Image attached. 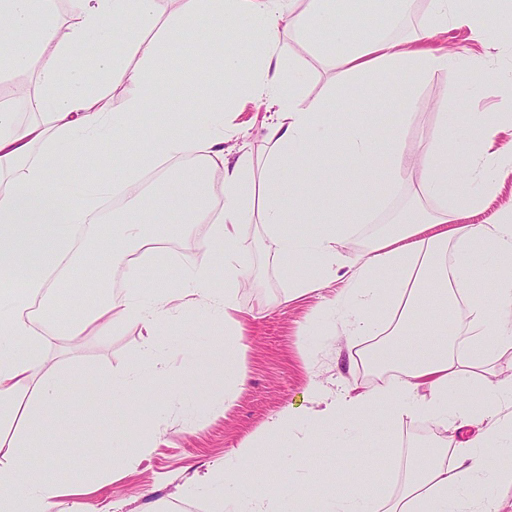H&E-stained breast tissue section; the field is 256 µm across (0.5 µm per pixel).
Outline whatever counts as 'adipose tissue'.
Returning <instances> with one entry per match:
<instances>
[{
	"mask_svg": "<svg viewBox=\"0 0 512 512\" xmlns=\"http://www.w3.org/2000/svg\"><path fill=\"white\" fill-rule=\"evenodd\" d=\"M296 0H177L164 22H157V0H71L72 22L60 31L50 17L52 0H0V25L32 30L37 45L12 48L0 63L21 72L36 68L34 91L27 105L39 121L22 123L0 102V512H53L58 498L75 497V512H85L81 498L100 488L88 471L75 473L67 484L46 473H25L24 450L31 441L62 435L47 416L67 375L47 353L50 337L70 340L108 336L123 325L140 327L147 372L113 379L116 394L145 395L150 370L156 369V326L172 312L194 307L219 313L225 325L235 324L237 288L245 276L238 262V230L259 214L267 247L286 263L305 262L306 276L297 278V293L327 287L336 273L346 286L328 304L343 321L348 335L372 336L376 342L363 360L397 371L392 381L326 402L316 422L315 438L332 433L343 439L345 425L377 405L391 409L394 422L430 416L449 429L474 428L464 441L437 439L412 449L397 492L384 487L352 490L320 503L317 512H504L503 498L473 497L474 484L493 480L512 484V467L490 473L487 451L512 439V379L482 389L471 375L489 364L494 352L512 348V209L492 224H459L460 214L479 209L496 193L498 175L512 171V149L495 148L499 134L512 131V99L504 98L500 120L482 125L479 153L461 156L445 150L447 113L437 115L435 135L420 148L422 197L436 201L434 213L404 225L397 233L375 237L362 257L336 248V229L303 234L305 196L297 188L278 185L287 170L302 168L312 145L345 151L370 161L386 153L391 165L386 179L400 183L404 162L396 140L380 142L367 124L352 121L337 130L323 101L304 99L292 65L279 53L282 34L295 30L316 37L317 47L342 46L340 66L358 84L388 89L397 72L417 77L447 69L455 53L429 46V38L448 26L469 27L488 41L501 0H429L425 23L415 34V47L380 35L365 47L353 45L349 28L336 11V0H308L297 11ZM206 29L214 55L212 68L198 69L194 82L207 104L189 121H175L170 132L145 129V112L157 108L167 84L172 53L169 31L194 36ZM250 34L256 44L251 63H243L233 44ZM96 41L95 80L75 65L86 42ZM132 86L122 107L108 111L100 87ZM262 100L269 113L266 138L271 151L262 170L251 153L236 159L224 154V115L240 100ZM140 140L136 156L122 152L125 141ZM108 143L113 147L110 183L88 185L70 178L78 157ZM176 170L179 194H167L166 206L180 214L179 225L153 224L143 216L112 227L111 248L125 259L126 286L112 291L104 268L84 254L75 229L91 231L101 219V201L113 188L136 182L143 173ZM276 183V190L255 196L256 181ZM68 186L69 201L59 205L58 183ZM223 195L220 218H212L213 199ZM259 207H252V199ZM209 227L204 248L224 251V285L214 287V269L187 263L177 280L151 276L146 254L163 253L166 243L184 235L189 225ZM93 269L83 281L89 306L65 317L54 312L58 290L68 284L77 258ZM502 268L492 292L478 286L476 271L486 260ZM395 303L397 325L377 338L369 311ZM459 306L465 337L455 342L448 331L447 310ZM424 317L420 341L425 349L397 355L406 324Z\"/></svg>",
	"mask_w": 512,
	"mask_h": 512,
	"instance_id": "1",
	"label": "adipose tissue"
}]
</instances>
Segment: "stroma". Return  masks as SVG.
Instances as JSON below:
<instances>
[{
    "label": "stroma",
    "mask_w": 512,
    "mask_h": 512,
    "mask_svg": "<svg viewBox=\"0 0 512 512\" xmlns=\"http://www.w3.org/2000/svg\"><path fill=\"white\" fill-rule=\"evenodd\" d=\"M205 36L201 30L195 40H178L171 63L179 71L171 75L172 88L164 93L163 105L151 115V122L166 123L169 114L186 113L197 99L188 76L193 68L207 62L198 49ZM433 43L463 52L464 63L423 79L396 74L390 90L368 105L364 102L366 88L343 78L332 56L314 49L296 34L283 35L281 54L301 71L307 98L326 101L340 124L353 113H367L374 135L382 141L398 136L401 153L412 161L411 173L395 191L384 177L388 158L383 154L370 163L368 176L357 182L346 181L344 175L357 169L360 162L340 148L319 153L312 168L285 173L290 185L309 188L307 221L301 232L319 230L332 219L315 181L319 166L335 172L337 179L331 190L345 202L339 218L345 221L348 232L339 248L346 255L361 256L382 225L406 213L416 215L421 209L435 208V201L422 205L414 197L422 170L419 145L433 136L436 114L445 108L458 118L448 128L449 141L466 150L474 148L470 128L476 116H484L489 123L498 117L504 78L512 75V38L500 34L497 40L482 44L471 40L467 30L451 29L436 35ZM265 115L257 102L226 115L224 152L228 158H236L246 149L256 163H263L271 148L262 127ZM204 232V225L199 224L179 238L178 250L154 268V275H165L188 261H205L215 270L216 285H223L224 265L219 252L199 245ZM239 259L250 279L237 296L249 351L245 381L229 408L210 405L213 395L224 387V345L229 340L223 320L214 313L183 309L161 320L159 358L163 369L154 377L149 411L140 417L131 434L123 431L130 413L127 399L112 394L109 381L140 364L139 328L127 325L109 336L83 339L75 347L55 339L50 355L67 372L68 380L48 415L64 420L77 411L97 418L98 425L93 433L75 435L70 441L35 442L27 448V457L54 461L58 466L55 477L60 481L75 470L96 466L104 479L96 498L111 504V512H161L167 504L184 502V489L193 478L204 481L196 503L211 512L224 498V482L209 476V467L233 465L243 458L256 475V491L273 494L292 482L311 507L353 489L358 468L374 476L394 471L409 450L443 434L441 423L428 417L394 427L389 408L380 405L372 413L381 436L379 444L325 448L315 468L291 473L269 468L260 445L272 419L283 413L295 416L292 443L297 454H305L312 440L311 421L322 410L323 399L360 392L373 382L354 355L363 337L346 335L340 323L324 311L326 299L343 288V280L294 296L288 271L269 253L263 227L256 222L240 227ZM145 437L155 445L150 459L135 470L121 469L120 457L137 448Z\"/></svg>",
    "instance_id": "obj_1"
}]
</instances>
